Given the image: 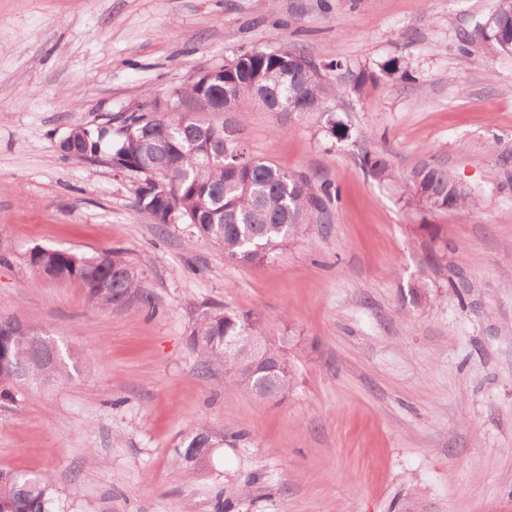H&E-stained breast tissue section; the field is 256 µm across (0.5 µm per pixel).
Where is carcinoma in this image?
<instances>
[{"mask_svg": "<svg viewBox=\"0 0 512 512\" xmlns=\"http://www.w3.org/2000/svg\"><path fill=\"white\" fill-rule=\"evenodd\" d=\"M475 36L512 55V0H500L498 10L476 26ZM340 64L321 65L297 51L248 50L224 64V93L234 98L235 110L259 107L266 112L299 114L318 112L326 131L335 138L346 134L335 118L331 102L342 93L340 83L324 75ZM175 112L158 117L154 112H127L122 133L112 143L101 130L86 129L75 136L65 157L84 162L86 149L100 148L112 155L117 169L138 181L137 204L156 224L175 222L192 226L197 234L243 264L273 260L291 240L305 235L311 224L325 222L330 205L339 201L340 188L331 182L316 183L270 161L251 157L235 131L211 124L180 126ZM362 166L377 177L393 180L396 173L388 158L364 151ZM413 197L427 208L464 211L474 205L471 193L448 170L426 161L406 175ZM30 265L46 280L76 281L88 303L102 311L130 310L150 302L144 292V272L135 269L120 253L87 257L61 249L37 248ZM45 333L14 315H0V398L12 396L20 384L38 385L54 379L58 362L45 357ZM238 336L267 337L268 361L251 367L247 354L226 347ZM191 343L205 365L221 364L224 376L246 392L273 390L282 400L297 385L295 367L288 355V337L267 335V322L251 313L208 307L198 313ZM224 444V434L198 422L175 445L177 475L189 478L207 467L202 459L186 460L193 448ZM0 512H59L55 489L46 480L0 470Z\"/></svg>", "mask_w": 512, "mask_h": 512, "instance_id": "1", "label": "carcinoma"}]
</instances>
